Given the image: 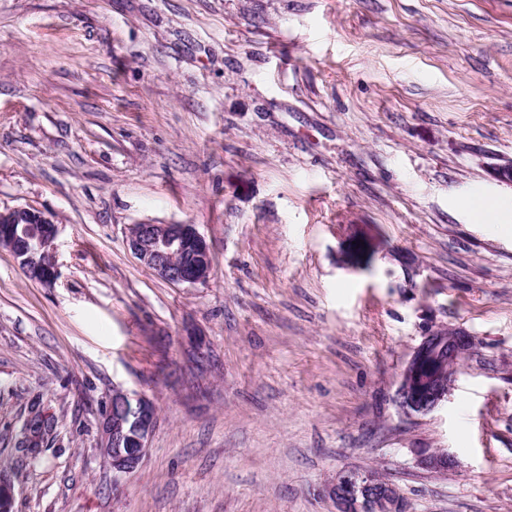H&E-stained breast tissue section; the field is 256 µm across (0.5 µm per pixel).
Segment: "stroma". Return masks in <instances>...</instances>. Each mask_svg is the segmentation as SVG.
<instances>
[{"label":"stroma","instance_id":"stroma-1","mask_svg":"<svg viewBox=\"0 0 512 512\" xmlns=\"http://www.w3.org/2000/svg\"><path fill=\"white\" fill-rule=\"evenodd\" d=\"M510 161L512 0H0V210L59 228L53 285L0 250L15 512H335L347 469L406 512H512V235L459 205L511 200ZM144 222L196 225L210 284L144 267ZM448 325L475 344L447 403L400 413ZM116 389L157 409L122 477Z\"/></svg>","mask_w":512,"mask_h":512}]
</instances>
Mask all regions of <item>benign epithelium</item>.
Masks as SVG:
<instances>
[{
    "instance_id": "7a95c632",
    "label": "benign epithelium",
    "mask_w": 512,
    "mask_h": 512,
    "mask_svg": "<svg viewBox=\"0 0 512 512\" xmlns=\"http://www.w3.org/2000/svg\"><path fill=\"white\" fill-rule=\"evenodd\" d=\"M28 233L37 248L25 246L19 233ZM58 225L42 212L15 207L0 211V249L10 252L27 276L51 285L59 277L56 259ZM127 244L142 265L158 278L189 286L206 285L212 277L211 246L194 224H132ZM473 338L446 326L433 330L404 364L393 403L404 414L428 413L448 401L449 385L470 351ZM112 402L123 407L119 417L106 408L100 421L99 450L121 476L142 463L156 426L157 413L149 399L116 391ZM450 456L435 451L420 456L424 468H448ZM336 512H405L398 487L376 471L344 470L327 485ZM13 482L0 473V512H15Z\"/></svg>"
}]
</instances>
